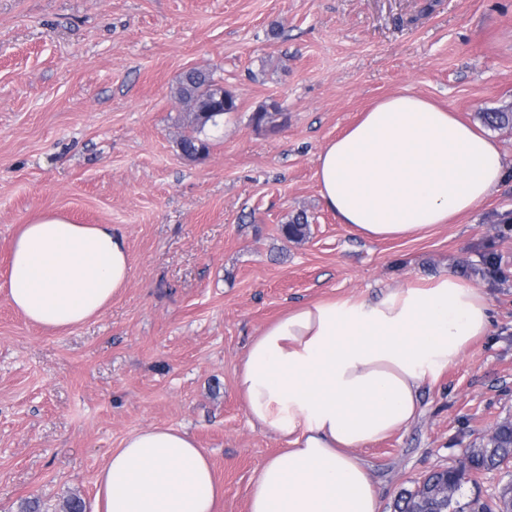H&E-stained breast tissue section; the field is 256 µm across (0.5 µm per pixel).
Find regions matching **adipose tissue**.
I'll list each match as a JSON object with an SVG mask.
<instances>
[{"label": "adipose tissue", "instance_id": "obj_1", "mask_svg": "<svg viewBox=\"0 0 512 512\" xmlns=\"http://www.w3.org/2000/svg\"><path fill=\"white\" fill-rule=\"evenodd\" d=\"M325 206L372 239L451 224L503 182L499 142L408 90L378 102L317 157ZM124 238L106 224L44 214L11 244L0 295L44 330L100 315L125 288ZM491 326L477 288L446 274L370 301L292 308L247 345L237 376L252 424L285 441L255 479L247 512H378L359 449L409 426L421 388ZM94 512H217L209 454L185 429L130 434L99 471Z\"/></svg>", "mask_w": 512, "mask_h": 512}]
</instances>
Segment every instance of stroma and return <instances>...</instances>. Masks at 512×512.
I'll return each instance as SVG.
<instances>
[{"label": "stroma", "mask_w": 512, "mask_h": 512, "mask_svg": "<svg viewBox=\"0 0 512 512\" xmlns=\"http://www.w3.org/2000/svg\"><path fill=\"white\" fill-rule=\"evenodd\" d=\"M190 68L237 103L198 159L179 149L174 93ZM405 89L475 125L512 105V0H0V281L20 225L45 213L110 225L131 261L111 306L69 330L0 295V512L93 507L112 452L154 424L209 453L219 512H246L283 446L236 388L251 337L301 304L448 272L485 293L492 325L426 380L406 430L361 449L379 512L512 420V133H496L504 184L421 237H359L321 199V148ZM300 210L310 232L288 240Z\"/></svg>", "instance_id": "35a3bbf8"}]
</instances>
